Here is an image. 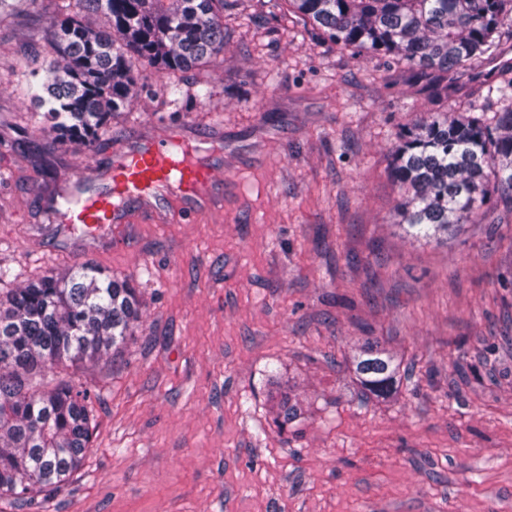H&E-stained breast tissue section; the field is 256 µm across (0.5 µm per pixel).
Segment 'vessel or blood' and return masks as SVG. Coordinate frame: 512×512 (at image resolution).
Returning a JSON list of instances; mask_svg holds the SVG:
<instances>
[{
  "label": "vessel or blood",
  "instance_id": "vessel-or-blood-1",
  "mask_svg": "<svg viewBox=\"0 0 512 512\" xmlns=\"http://www.w3.org/2000/svg\"><path fill=\"white\" fill-rule=\"evenodd\" d=\"M184 144L179 129L171 127L136 149L116 151L103 190L69 198L65 223L86 224L96 232L108 224L128 223V203L147 201L164 188L170 191L169 204L179 219L212 204L214 171L204 161L178 155Z\"/></svg>",
  "mask_w": 512,
  "mask_h": 512
}]
</instances>
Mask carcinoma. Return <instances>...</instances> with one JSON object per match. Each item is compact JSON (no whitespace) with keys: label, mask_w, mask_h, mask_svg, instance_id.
<instances>
[{"label":"carcinoma","mask_w":512,"mask_h":512,"mask_svg":"<svg viewBox=\"0 0 512 512\" xmlns=\"http://www.w3.org/2000/svg\"><path fill=\"white\" fill-rule=\"evenodd\" d=\"M42 0H0V25ZM42 53L13 72L40 112L34 129L58 148L92 147L112 115L132 105L144 68L167 77V95L210 100L183 76L224 53V17L235 0H49ZM288 11L332 43L454 80L499 57L512 40V0H284ZM480 99L397 133L390 174L405 190L398 223L439 242L475 223L493 198L512 204V75L486 79ZM497 104L492 121L485 118ZM137 291L90 262L49 270L0 289V498L23 505L78 471L91 448L87 392L70 384L35 389L34 374L117 355L140 326ZM399 364L376 341L354 361L360 385L390 395ZM285 397L279 429L298 417Z\"/></svg>","instance_id":"carcinoma-1"}]
</instances>
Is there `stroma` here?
Segmentation results:
<instances>
[{
  "mask_svg": "<svg viewBox=\"0 0 512 512\" xmlns=\"http://www.w3.org/2000/svg\"><path fill=\"white\" fill-rule=\"evenodd\" d=\"M223 57L164 78L112 118L93 154L26 152L34 106L12 71L45 11L0 26V267L34 277L90 261L128 279L142 324L122 357L60 367L91 394L92 447L61 488L0 512H512V204L447 241L409 236L388 176L396 133L466 108L512 42L455 85L341 48L238 0ZM181 127L224 194L185 224H115L85 239L47 212L114 144ZM57 174L45 181L41 167ZM379 341L395 394L366 395L353 355ZM302 413L273 422L279 390Z\"/></svg>",
  "mask_w": 512,
  "mask_h": 512,
  "instance_id": "35a3bbf8",
  "label": "stroma"
}]
</instances>
